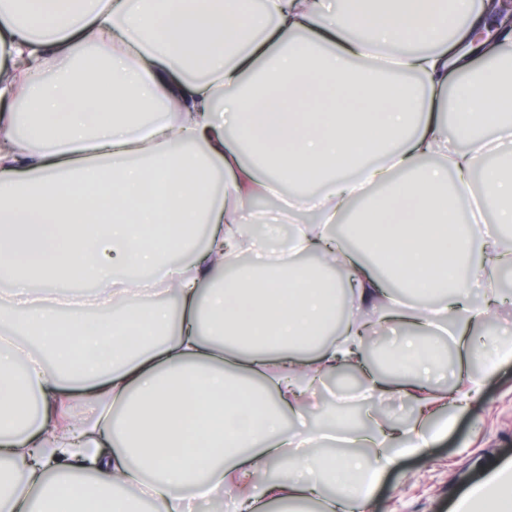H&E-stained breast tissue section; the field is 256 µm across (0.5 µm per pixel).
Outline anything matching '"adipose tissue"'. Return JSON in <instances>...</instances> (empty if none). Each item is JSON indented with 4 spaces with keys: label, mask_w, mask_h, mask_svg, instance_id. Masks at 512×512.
Instances as JSON below:
<instances>
[{
    "label": "adipose tissue",
    "mask_w": 512,
    "mask_h": 512,
    "mask_svg": "<svg viewBox=\"0 0 512 512\" xmlns=\"http://www.w3.org/2000/svg\"><path fill=\"white\" fill-rule=\"evenodd\" d=\"M0 0V280L21 267L103 284L102 328L59 319L58 288L0 299V326L16 313L55 330L52 344L0 347V512H260L272 502L323 498L328 476L371 485L396 458L427 448L419 423L400 432L358 433L377 449L368 462L327 458L314 432H288L284 413L321 378L353 366L362 326L337 324L336 284L314 280L294 257L335 255L365 305L379 298L367 253L391 257L406 293L461 298V320L481 316L464 298L489 286L512 260V171L490 182L482 210L497 221L459 231L444 202L440 154L458 174L512 143V33L489 30L470 0H349L325 15L323 0ZM467 13L466 24L455 17ZM382 51L381 71L398 83L380 93L351 78V61ZM483 61L471 69L469 53ZM468 140L451 148L448 124ZM254 144L261 161L243 158ZM298 182L288 201L296 231L274 262L238 267L251 255L243 210L255 187ZM160 200L140 204L145 184ZM384 190L352 226L356 248L324 233L367 188ZM211 230L192 252L188 230ZM478 252H471V245ZM155 273L175 307L142 308ZM396 315L417 335L393 353V371L371 381L382 396L395 373L428 372L421 338L437 309ZM320 346L317 368L291 348ZM23 373H15L19 355ZM278 360L277 376L265 369ZM81 384L85 409L56 413L66 382ZM221 409L223 426L210 424ZM289 448L300 456L286 457ZM323 512H364L352 493L323 498Z\"/></svg>",
    "instance_id": "1"
}]
</instances>
